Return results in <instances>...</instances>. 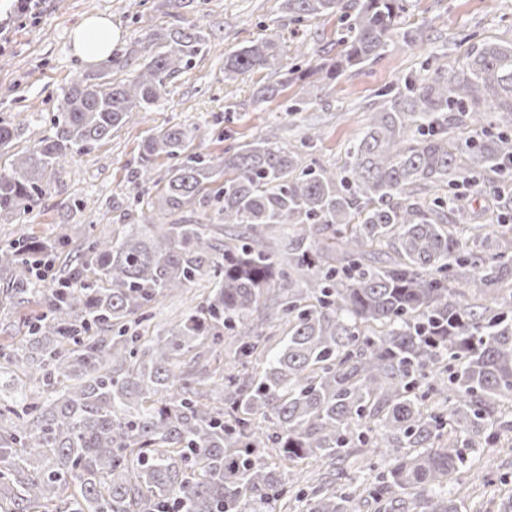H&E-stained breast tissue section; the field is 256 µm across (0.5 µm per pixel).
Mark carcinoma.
I'll return each mask as SVG.
<instances>
[{"instance_id":"1","label":"carcinoma","mask_w":512,"mask_h":512,"mask_svg":"<svg viewBox=\"0 0 512 512\" xmlns=\"http://www.w3.org/2000/svg\"><path fill=\"white\" fill-rule=\"evenodd\" d=\"M297 20L347 22L329 75L384 55L408 0H284ZM121 84L73 80L54 135L0 171V210L22 221L66 158L151 112L169 78L206 46L199 31L146 38ZM282 69L274 42L230 53L224 80ZM512 42L491 43L403 90L346 151L342 167H300L298 147L255 138L188 152L197 128L161 127L137 177L159 186L112 235L0 247L6 294L44 303L21 345L0 346V512H279L299 462L326 466L296 500L305 512H463L448 483L464 449L493 447L512 420V187L482 213L449 193L488 171L509 177ZM461 129L467 136L451 134ZM174 161L153 180L158 158ZM216 207V223L182 214ZM206 280L204 301L155 338L131 325ZM285 324L259 354L256 310ZM277 450L279 463L262 451ZM366 448L378 483L346 484Z\"/></svg>"}]
</instances>
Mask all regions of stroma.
I'll return each mask as SVG.
<instances>
[{"label":"stroma","mask_w":512,"mask_h":512,"mask_svg":"<svg viewBox=\"0 0 512 512\" xmlns=\"http://www.w3.org/2000/svg\"><path fill=\"white\" fill-rule=\"evenodd\" d=\"M91 15L111 20L114 50L133 66L146 35L173 26L199 28L208 43L173 76L158 110L134 113L107 139L69 159L24 221L0 213V246L22 237L49 240L67 229L70 240L56 260L60 268L74 263L85 233L111 234L124 213L154 197L156 186L137 180L136 171L143 143L158 126L197 128L190 149L205 153L273 135L300 145L302 165L337 168L370 114L384 108L405 78L434 76L486 43L512 41V0H410L386 54L324 80L316 69L339 51L344 25L334 16L296 21L282 0H182L178 6L172 0H41L32 13L16 18L0 50V121L19 129L14 151L50 134L61 91L75 77L101 76L115 83L127 78V71L108 62L89 65L74 54L72 33ZM268 37L291 74L276 100L260 104L257 88L276 82L277 74L255 69L228 82L224 57ZM4 286L0 274V344L16 346L24 320L39 307L6 296ZM206 293L199 283L167 299L141 326V334H159ZM465 458L451 491L466 512L512 494V432L498 447L466 449Z\"/></svg>","instance_id":"stroma-1"}]
</instances>
